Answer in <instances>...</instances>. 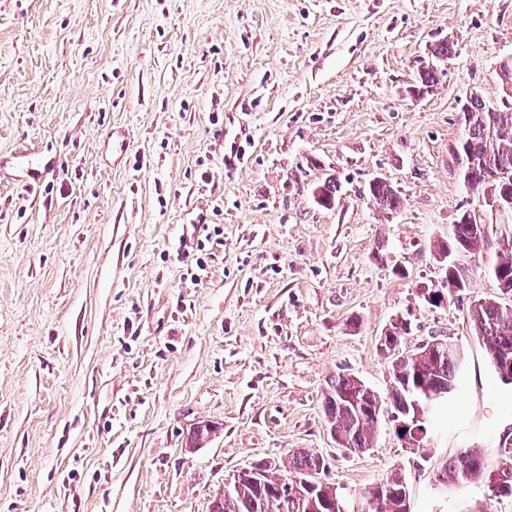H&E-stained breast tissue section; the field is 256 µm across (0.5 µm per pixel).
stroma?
<instances>
[{
    "label": "stroma",
    "mask_w": 512,
    "mask_h": 512,
    "mask_svg": "<svg viewBox=\"0 0 512 512\" xmlns=\"http://www.w3.org/2000/svg\"><path fill=\"white\" fill-rule=\"evenodd\" d=\"M445 36L438 85L410 95ZM507 58L512 0H0V158L52 164L32 190L0 174V512H209L238 470L297 449L354 492L405 471L412 512H512L438 487L389 419L342 453L322 405L340 373L386 395L378 340L410 315L407 349L468 356L427 454L500 465L512 392L489 386L468 300L419 291L478 205L458 103H501ZM379 178L397 213L370 199Z\"/></svg>",
    "instance_id": "1"
}]
</instances>
